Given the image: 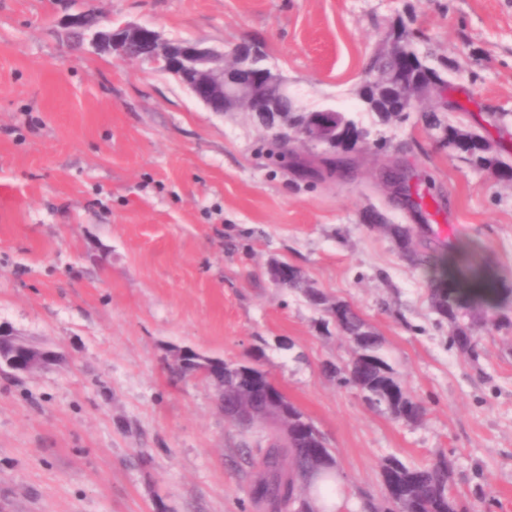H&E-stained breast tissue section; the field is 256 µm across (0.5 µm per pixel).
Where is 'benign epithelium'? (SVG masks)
Wrapping results in <instances>:
<instances>
[{
    "mask_svg": "<svg viewBox=\"0 0 512 512\" xmlns=\"http://www.w3.org/2000/svg\"><path fill=\"white\" fill-rule=\"evenodd\" d=\"M65 24L83 34L90 33V43L100 51L173 75L211 112H256L270 126L285 127L280 99L288 94V86L270 68H254L263 56L262 48L254 43H239L218 51L192 41L163 39L155 30L136 23L96 30L98 21L84 11L68 14ZM363 89L372 92L376 99L397 95L400 104L392 108L394 112H406L412 102L425 98L448 108V91L431 78L407 80L396 73L378 72L370 75ZM340 117L341 113L334 109L311 112L305 125L294 133V143L324 146L329 141L345 139L347 133L363 135L362 130L342 124ZM381 180L391 195L399 199L410 185L408 168L399 162L385 169ZM10 349L21 354L20 367L25 374L41 371L52 360L48 352L0 329V363L7 367L15 365L14 357L3 356ZM267 420L265 429L273 430L283 444L303 432L295 418L285 413L276 395L269 397Z\"/></svg>",
    "mask_w": 512,
    "mask_h": 512,
    "instance_id": "benign-epithelium-1",
    "label": "benign epithelium"
}]
</instances>
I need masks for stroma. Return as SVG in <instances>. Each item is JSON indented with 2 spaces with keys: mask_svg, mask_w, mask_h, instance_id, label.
Masks as SVG:
<instances>
[{
  "mask_svg": "<svg viewBox=\"0 0 512 512\" xmlns=\"http://www.w3.org/2000/svg\"><path fill=\"white\" fill-rule=\"evenodd\" d=\"M148 25L166 39L261 44L290 94L368 132L348 179H293L262 152L253 112L209 111L173 76L90 46L66 14ZM422 30L481 131L512 162V0H0V326L53 351L33 375L0 371V512H256L238 429L209 380L170 369V347L249 360L336 453L338 499H383L381 465L444 454L469 512H512V330L452 347L428 280L381 230L483 247L512 288V185L443 148L415 106L382 124L359 105L370 57L393 29ZM413 172L428 208L396 206L383 161ZM296 267L383 339L416 423L366 404L326 365L351 343L279 287Z\"/></svg>",
  "mask_w": 512,
  "mask_h": 512,
  "instance_id": "1",
  "label": "stroma"
}]
</instances>
